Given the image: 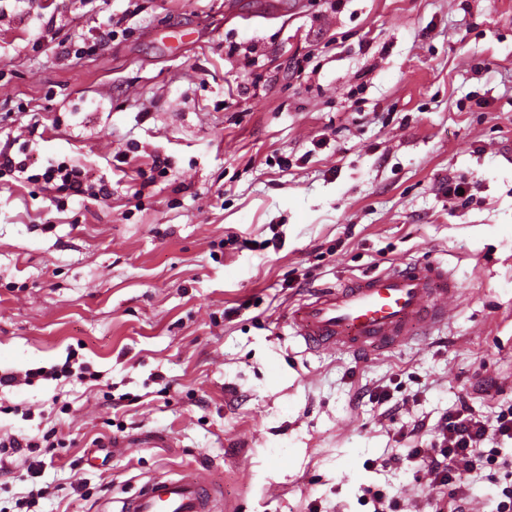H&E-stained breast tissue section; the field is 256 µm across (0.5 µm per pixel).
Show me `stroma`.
Masks as SVG:
<instances>
[{
  "mask_svg": "<svg viewBox=\"0 0 512 512\" xmlns=\"http://www.w3.org/2000/svg\"><path fill=\"white\" fill-rule=\"evenodd\" d=\"M0 150L109 191L0 176V512L157 475L230 512H425L406 428L512 403V0H0ZM409 261L462 286L431 335L361 358L288 331ZM469 482L495 512L512 475ZM41 178L44 180L45 189L54 194L69 197L87 195L97 198L108 193L102 186L95 191L92 184L87 182L85 173L65 161L49 165L41 174Z\"/></svg>",
  "mask_w": 512,
  "mask_h": 512,
  "instance_id": "1",
  "label": "stroma"
}]
</instances>
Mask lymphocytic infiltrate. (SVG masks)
Listing matches in <instances>:
<instances>
[{
	"label": "lymphocytic infiltrate",
	"mask_w": 512,
	"mask_h": 512,
	"mask_svg": "<svg viewBox=\"0 0 512 512\" xmlns=\"http://www.w3.org/2000/svg\"><path fill=\"white\" fill-rule=\"evenodd\" d=\"M42 178L46 190L54 194L95 193L84 172L64 161L49 165ZM492 436L512 441V405L488 421L463 399L453 412L442 416L429 446L413 449L412 458L427 477L432 512H467L471 473L495 463L512 468V458L487 450L485 442Z\"/></svg>",
	"instance_id": "1"
}]
</instances>
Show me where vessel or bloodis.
I'll return each instance as SVG.
<instances>
[{"label": "vessel or blood", "mask_w": 512, "mask_h": 512, "mask_svg": "<svg viewBox=\"0 0 512 512\" xmlns=\"http://www.w3.org/2000/svg\"><path fill=\"white\" fill-rule=\"evenodd\" d=\"M461 290L440 263L411 262L323 288L299 304L288 325L306 349H344L371 355L408 343L448 317V300ZM214 490L198 481L156 477L120 512H220Z\"/></svg>", "instance_id": "1"}]
</instances>
